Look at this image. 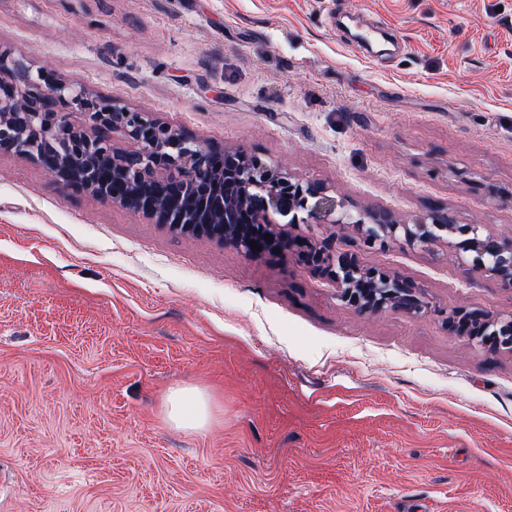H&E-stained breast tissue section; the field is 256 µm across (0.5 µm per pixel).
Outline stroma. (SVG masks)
I'll use <instances>...</instances> for the list:
<instances>
[{
	"instance_id": "1",
	"label": "stroma",
	"mask_w": 512,
	"mask_h": 512,
	"mask_svg": "<svg viewBox=\"0 0 512 512\" xmlns=\"http://www.w3.org/2000/svg\"><path fill=\"white\" fill-rule=\"evenodd\" d=\"M0 48L350 209L512 237V0H0ZM290 233L426 312H358L294 251L184 238L0 150V512H512V352L446 325L512 290L454 237ZM185 387L204 431L167 417ZM167 417L181 428L202 431L209 424L207 400L196 389H176L168 399Z\"/></svg>"
}]
</instances>
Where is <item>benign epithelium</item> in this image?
I'll return each mask as SVG.
<instances>
[{"label": "benign epithelium", "instance_id": "obj_1", "mask_svg": "<svg viewBox=\"0 0 512 512\" xmlns=\"http://www.w3.org/2000/svg\"><path fill=\"white\" fill-rule=\"evenodd\" d=\"M4 74L12 80L0 79V150L25 155L62 185L89 190L177 234L211 237L249 258L292 245L271 219L273 213L291 217L292 224H351L370 249L397 242L433 244L459 234L465 237L462 250L471 266L512 288V239L459 224L448 211H433L414 224H402L389 212L353 214L318 182L240 148L218 153L144 112L117 108L35 74L0 49V76ZM70 112L84 114L89 129L72 124ZM114 129L137 148L112 147L109 132ZM90 154L108 157L110 163L98 173L78 168V161ZM252 241L261 250L252 249ZM301 261L310 272L334 280L341 301L361 311L389 307L414 316L426 311L413 283L362 265L357 254L336 248L334 236L306 243ZM447 324L473 343L512 351L511 315L460 308Z\"/></svg>", "mask_w": 512, "mask_h": 512}]
</instances>
